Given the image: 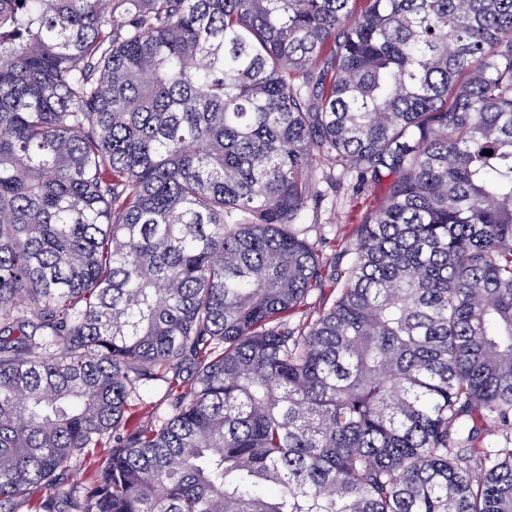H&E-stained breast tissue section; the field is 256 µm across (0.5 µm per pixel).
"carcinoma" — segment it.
Segmentation results:
<instances>
[{"label":"carcinoma","instance_id":"1","mask_svg":"<svg viewBox=\"0 0 512 512\" xmlns=\"http://www.w3.org/2000/svg\"><path fill=\"white\" fill-rule=\"evenodd\" d=\"M491 426L512 0H0V512H512ZM317 174V189L325 194L322 206L310 210L306 224L311 225L308 237L319 244L322 249L326 268L324 270V285L321 291H316L309 299V305L301 313L294 316L296 321L317 317L318 313L328 307L336 295L337 288L332 284L333 266L346 267L352 259V254L346 255L354 239V228L359 224L364 213L381 200L386 193V182L383 185L356 187L354 175L343 174L340 167L333 171L320 160L313 162ZM330 172V174H329ZM331 175L333 186L327 184L323 175ZM336 180V181H335ZM336 183V188H335ZM321 239H327L321 244Z\"/></svg>","mask_w":512,"mask_h":512}]
</instances>
